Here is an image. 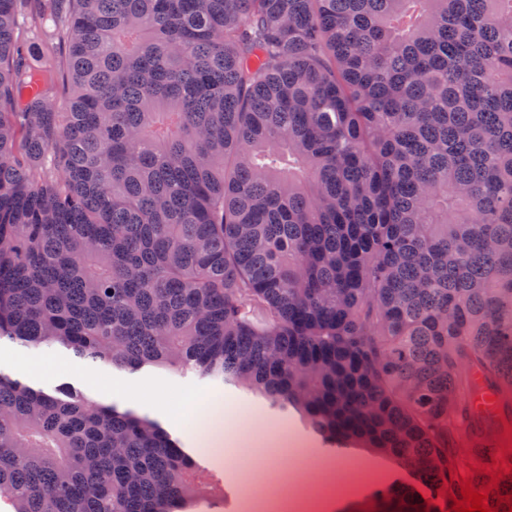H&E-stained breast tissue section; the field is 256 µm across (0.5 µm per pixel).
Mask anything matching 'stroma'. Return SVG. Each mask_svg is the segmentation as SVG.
Instances as JSON below:
<instances>
[{"mask_svg": "<svg viewBox=\"0 0 512 512\" xmlns=\"http://www.w3.org/2000/svg\"><path fill=\"white\" fill-rule=\"evenodd\" d=\"M0 372L48 392L73 387L89 399L159 420L223 480L226 501L213 512H240L247 486L281 473H300L308 485L325 480L329 461L339 475L337 491L354 499L382 473L365 453L321 449L298 416L264 410L261 397L230 385L215 392L212 380L191 371L147 367L130 373L61 347L28 350L4 339Z\"/></svg>", "mask_w": 512, "mask_h": 512, "instance_id": "obj_1", "label": "stroma"}]
</instances>
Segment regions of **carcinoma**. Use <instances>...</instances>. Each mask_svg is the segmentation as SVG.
Listing matches in <instances>:
<instances>
[{"instance_id":"obj_1","label":"carcinoma","mask_w":512,"mask_h":512,"mask_svg":"<svg viewBox=\"0 0 512 512\" xmlns=\"http://www.w3.org/2000/svg\"><path fill=\"white\" fill-rule=\"evenodd\" d=\"M2 338L220 378L396 465L345 512H512V0H0ZM1 494L224 487L149 418L0 376Z\"/></svg>"}]
</instances>
